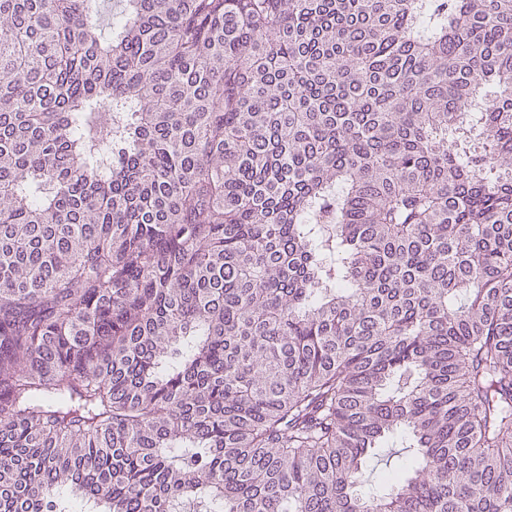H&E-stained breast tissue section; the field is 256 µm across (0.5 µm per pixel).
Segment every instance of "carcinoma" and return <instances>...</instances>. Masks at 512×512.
<instances>
[{
  "label": "carcinoma",
  "mask_w": 512,
  "mask_h": 512,
  "mask_svg": "<svg viewBox=\"0 0 512 512\" xmlns=\"http://www.w3.org/2000/svg\"><path fill=\"white\" fill-rule=\"evenodd\" d=\"M0 512H512V0H0ZM408 460L402 448H384L380 456L369 461L364 474V488L367 490L371 485L377 484L380 476L388 470L404 467Z\"/></svg>",
  "instance_id": "carcinoma-1"
}]
</instances>
